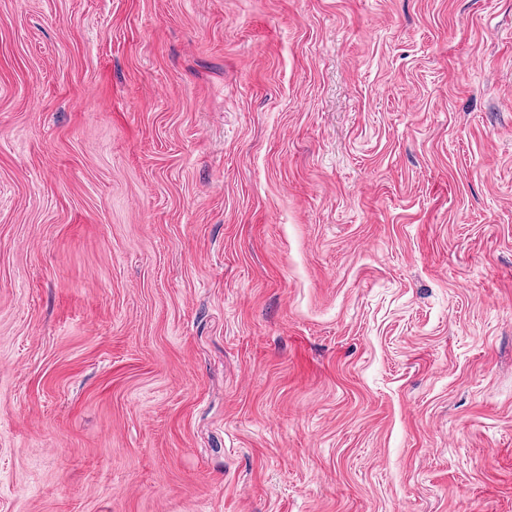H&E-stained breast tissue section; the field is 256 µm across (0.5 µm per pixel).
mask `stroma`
Segmentation results:
<instances>
[{
    "label": "stroma",
    "mask_w": 512,
    "mask_h": 512,
    "mask_svg": "<svg viewBox=\"0 0 512 512\" xmlns=\"http://www.w3.org/2000/svg\"><path fill=\"white\" fill-rule=\"evenodd\" d=\"M0 512H512V0H0Z\"/></svg>",
    "instance_id": "1"
}]
</instances>
